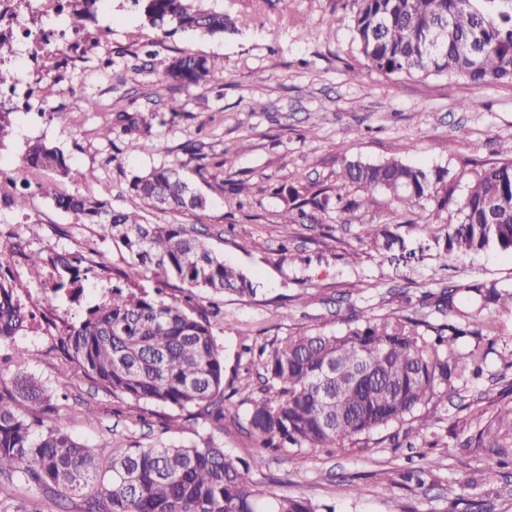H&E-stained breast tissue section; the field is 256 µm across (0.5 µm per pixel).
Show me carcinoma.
Masks as SVG:
<instances>
[{"instance_id":"1","label":"carcinoma","mask_w":512,"mask_h":512,"mask_svg":"<svg viewBox=\"0 0 512 512\" xmlns=\"http://www.w3.org/2000/svg\"><path fill=\"white\" fill-rule=\"evenodd\" d=\"M199 0H132L147 25L165 36L178 31L222 36L236 21ZM353 13L359 51L375 71L423 76L462 74L475 85L512 82V0H345ZM98 0H67L72 30L81 32ZM160 78L178 86L220 81L223 69L184 53ZM24 162L53 174L40 185L55 206L102 236L130 258L123 283L112 296L87 309L60 339L64 355L82 376L112 397L172 411L165 430L181 429L183 413L224 428V351L211 323L164 298L165 282L151 295L129 287L142 266L175 277L207 293L255 292L246 274L224 262L203 239L182 224H148L136 211L115 209L80 192L64 193L58 182L71 178L64 153L45 143L27 151ZM382 192L405 224L445 242V253L497 248L512 252V158L473 174L463 197L456 196L446 168L424 169L397 158L345 165L332 193L289 206L285 224L316 220L315 212L336 209L354 217L360 202L349 189ZM129 192L160 210H198L207 199L191 188L177 166H161L129 181ZM453 210L454 224H440ZM39 269L61 267L57 291L78 299L87 270L83 257L25 256ZM450 321L432 325L393 315L354 316L340 334L290 336L264 358L261 392L246 398L241 430L271 452H286L299 465L306 451L355 445L376 430L401 423L428 403L452 375L480 369V346L458 354L456 341L481 336L482 313L512 308V292L494 280L464 279L419 299ZM27 315L4 284L0 262V343L24 328ZM52 395L33 377L18 376L0 390V482L37 486L50 497L78 496L84 512H335L302 498L266 493L241 471L239 460L207 440L203 445L139 448L101 443L88 448L68 432L67 415L37 430V413L54 410ZM489 451L512 457V428L487 429Z\"/></svg>"}]
</instances>
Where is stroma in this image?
Instances as JSON below:
<instances>
[{"label":"stroma","mask_w":512,"mask_h":512,"mask_svg":"<svg viewBox=\"0 0 512 512\" xmlns=\"http://www.w3.org/2000/svg\"><path fill=\"white\" fill-rule=\"evenodd\" d=\"M344 0H205L224 10L237 29L224 37L175 33L162 37L144 26L131 0H100L84 37L88 63L61 71L58 59L44 67L40 120L15 115L0 142V162L19 164L30 145L59 147L73 170L60 181L113 207L138 210L152 224H182L204 232L209 246L253 282L254 294L198 293L196 312L208 315L224 349V428L185 423L164 431V408L122 401L94 388L57 349L68 325L98 304L129 258L96 225L57 209L39 188L47 174L24 169L16 187L5 188L0 206V262L15 302L53 287L58 271H33L26 253L84 255L91 273L78 301L60 297L40 309V333L0 343V388L15 373L64 389L61 413L69 433L89 447L103 441L161 445L202 444L213 439L232 457L251 460L259 447L242 432L236 397L258 387V361L240 355L241 344L274 349L290 336L338 334L344 319L408 315L433 324L440 314L421 307L420 296L463 278L489 279L512 288V253L489 249L445 255L443 241L418 235L387 195H367L354 221L336 211L316 222L282 223L288 200L282 186L308 197L335 186L346 163L391 157L424 167H445L459 187L474 169L506 161L512 143V84L475 86L459 75L383 74L367 67L353 39V17ZM192 53L224 66L221 83L187 88L158 81L173 57ZM99 102L86 108L87 98ZM180 105L170 112V101ZM264 111H252V101ZM137 120L126 132L120 113ZM111 127L102 138V127ZM315 137H307L308 129ZM139 148L126 153L128 138ZM235 159L223 166L225 155ZM162 165L181 167L209 200L207 210L160 211L128 191L135 174ZM306 181H298V173ZM401 236L403 247L384 250L364 241L365 227ZM496 331L475 343L487 352L480 375L452 377L421 406L427 427L414 419L384 427L351 448H320L303 465L287 454L267 456L249 477L279 495L334 506L336 512H512V462L498 464L478 441L512 405V312L496 310ZM92 419H85L84 410ZM425 471L423 484H395L397 472Z\"/></svg>","instance_id":"obj_1"}]
</instances>
